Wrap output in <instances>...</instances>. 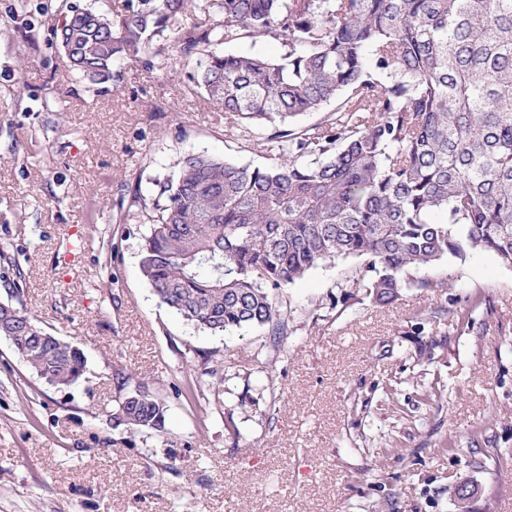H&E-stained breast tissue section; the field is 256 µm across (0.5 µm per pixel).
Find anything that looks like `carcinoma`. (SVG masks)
<instances>
[{
  "label": "carcinoma",
  "mask_w": 512,
  "mask_h": 512,
  "mask_svg": "<svg viewBox=\"0 0 512 512\" xmlns=\"http://www.w3.org/2000/svg\"><path fill=\"white\" fill-rule=\"evenodd\" d=\"M202 18L172 30L180 17ZM53 37L72 70L109 82L123 56L163 58L261 148L253 166L206 153L177 160L132 216L151 225L140 269L162 303L213 334L266 329L274 351L286 288L336 258L380 305L405 279L491 252L512 266V0H125L113 19L71 9ZM278 40V59L219 47ZM323 117L310 125L300 118ZM9 340L47 384L83 375L81 350L10 302ZM166 406L137 385L118 416L161 429Z\"/></svg>",
  "instance_id": "carcinoma-1"
}]
</instances>
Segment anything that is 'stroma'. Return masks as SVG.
<instances>
[{"label":"stroma","mask_w":512,"mask_h":512,"mask_svg":"<svg viewBox=\"0 0 512 512\" xmlns=\"http://www.w3.org/2000/svg\"><path fill=\"white\" fill-rule=\"evenodd\" d=\"M123 3L0 0V302L18 283L86 358L56 388L0 337V512H457L466 480L470 512H512V267L494 255L448 258L437 288L386 306L353 287L357 260L320 264L276 292L280 352L159 301L134 189L190 152L267 157L160 58L102 88L71 73L51 21ZM128 373L165 402L162 430L119 422Z\"/></svg>","instance_id":"obj_1"}]
</instances>
